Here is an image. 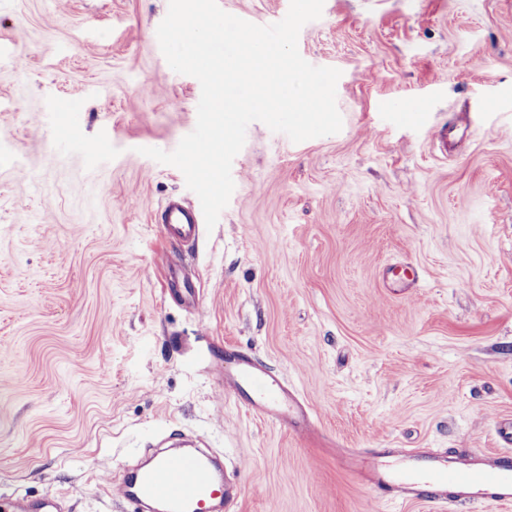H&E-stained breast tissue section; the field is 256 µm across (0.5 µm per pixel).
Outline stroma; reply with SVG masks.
Here are the masks:
<instances>
[{
	"label": "stroma",
	"instance_id": "obj_1",
	"mask_svg": "<svg viewBox=\"0 0 512 512\" xmlns=\"http://www.w3.org/2000/svg\"><path fill=\"white\" fill-rule=\"evenodd\" d=\"M217 2L257 25L289 9ZM168 4L0 0V477L125 512L113 482L166 427L223 455L228 512H435L378 502L335 445L488 451L512 419V0H324L298 50L340 70V132L252 122L191 245L158 215L197 195L140 153L197 121L200 83L156 35ZM465 111L442 156L435 127ZM397 260L421 287H382ZM187 284L192 308L173 300ZM228 343L317 433L225 396L202 354Z\"/></svg>",
	"mask_w": 512,
	"mask_h": 512
}]
</instances>
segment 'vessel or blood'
<instances>
[{
  "label": "vessel or blood",
  "mask_w": 512,
  "mask_h": 512,
  "mask_svg": "<svg viewBox=\"0 0 512 512\" xmlns=\"http://www.w3.org/2000/svg\"><path fill=\"white\" fill-rule=\"evenodd\" d=\"M160 222L175 239L194 241L200 224L197 212L179 198L169 199L160 211ZM381 277L390 288L418 287L422 274L412 263L386 266ZM208 360L224 380V391L263 419L288 427L298 435L312 430L306 404L279 375L262 367L236 346ZM498 434L502 449L479 454L465 449L448 455L424 450L404 454L393 449L344 450L342 467L389 501L426 503L438 512L485 505H512V422L502 423ZM232 485L217 476L209 454L184 449L154 455L119 483L116 497L142 512L151 505L158 512H216L230 497ZM0 512H65L53 497H36L16 488H0Z\"/></svg>",
  "instance_id": "b4317fda"
}]
</instances>
